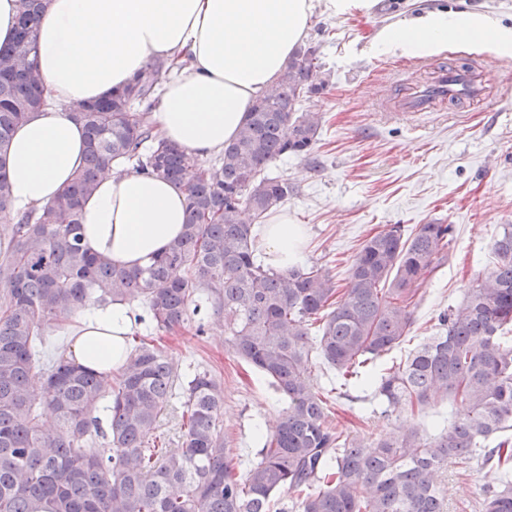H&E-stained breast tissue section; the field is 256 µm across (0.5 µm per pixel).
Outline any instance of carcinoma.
I'll return each mask as SVG.
<instances>
[{
	"label": "carcinoma",
	"mask_w": 512,
	"mask_h": 512,
	"mask_svg": "<svg viewBox=\"0 0 512 512\" xmlns=\"http://www.w3.org/2000/svg\"><path fill=\"white\" fill-rule=\"evenodd\" d=\"M43 0H19L14 42L0 47V211L11 206L1 173L15 128L43 106L35 32ZM173 64L159 59L124 89L72 117L88 140L85 165L42 212L0 234V512H269L293 495L292 512H447L438 477L475 460L493 469L476 512H512V224L493 244V267L438 315V332L389 367L411 304L445 260L453 227L396 224L369 236L339 292L317 266L276 269L259 260L252 224L295 191L264 174L311 150L322 126L301 102L324 90L317 49L301 48L259 96L222 159L205 165L158 139L149 106ZM184 187V229L165 252L120 268L81 245L80 206L113 161ZM201 294L224 320L227 348L283 396L259 459L241 472L224 439V393L206 371L180 376L140 340L118 376L60 358L39 365L43 330L82 307H143L159 330L181 328ZM317 356L336 378L372 389L393 412L420 415L449 399L452 420L433 434L339 432L326 397L306 377ZM46 384L37 392L35 379ZM181 404L183 447H155L157 422ZM51 414L54 435L41 429ZM110 436L112 455L96 438Z\"/></svg>",
	"instance_id": "obj_1"
}]
</instances>
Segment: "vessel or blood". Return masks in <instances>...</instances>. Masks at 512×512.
Returning <instances> with one entry per match:
<instances>
[{
	"label": "vessel or blood",
	"instance_id": "obj_1",
	"mask_svg": "<svg viewBox=\"0 0 512 512\" xmlns=\"http://www.w3.org/2000/svg\"><path fill=\"white\" fill-rule=\"evenodd\" d=\"M488 82L476 67H461L456 62L435 68L428 82L407 84L394 109L405 116L417 117L427 112L446 108L449 101L477 107L488 96Z\"/></svg>",
	"mask_w": 512,
	"mask_h": 512
}]
</instances>
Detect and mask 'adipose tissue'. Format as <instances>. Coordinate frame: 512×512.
<instances>
[{
  "instance_id": "adipose-tissue-1",
  "label": "adipose tissue",
  "mask_w": 512,
  "mask_h": 512,
  "mask_svg": "<svg viewBox=\"0 0 512 512\" xmlns=\"http://www.w3.org/2000/svg\"><path fill=\"white\" fill-rule=\"evenodd\" d=\"M378 0H46L37 28V65L46 104L20 125L6 174L12 213L51 203L82 168L87 141L72 119L81 105L126 85L151 62L179 64L151 120L159 138L197 157L223 151L257 96L299 47L315 10L371 14ZM512 54V28L479 12L432 10L381 28L380 54L423 56L451 44ZM82 244L134 269L165 251L183 231L186 193L171 182L116 162L81 203ZM300 225H265L266 261L302 262ZM135 319L127 304L79 309L67 330L75 364L95 371L123 365Z\"/></svg>"
}]
</instances>
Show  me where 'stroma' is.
I'll return each instance as SVG.
<instances>
[{
  "label": "stroma",
  "mask_w": 512,
  "mask_h": 512,
  "mask_svg": "<svg viewBox=\"0 0 512 512\" xmlns=\"http://www.w3.org/2000/svg\"><path fill=\"white\" fill-rule=\"evenodd\" d=\"M479 11L512 27V0H380L371 15L316 14L307 38L317 46L329 85L302 106L324 122L309 154L268 167L296 191L274 209L303 229V261L323 266L338 288L365 239L393 224L412 230L422 224L453 225L450 256L424 283L416 298L409 336L382 359L399 361L437 331V317L456 305L493 265V244L512 224V55L451 44L417 57L377 54L373 37L382 27L435 9ZM478 61L495 86L486 106L448 107L415 121L377 111L394 93L392 79L427 80L450 57ZM204 334H197V323ZM165 333L139 324L137 335L155 339L179 371H208L224 388V432L241 463L256 458L285 403L255 368L224 345V324L209 309L198 321ZM364 387H348L333 408V424L349 435L376 437L396 427L433 431L449 406L424 417L384 412L365 401ZM493 476L480 463L468 475L449 470L443 487L448 512H475L473 505Z\"/></svg>",
  "instance_id": "1"
}]
</instances>
